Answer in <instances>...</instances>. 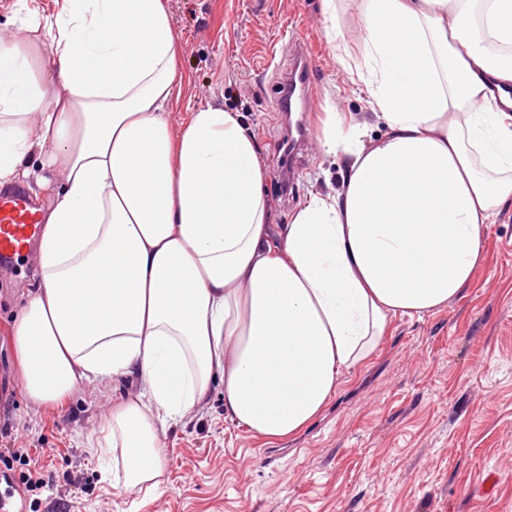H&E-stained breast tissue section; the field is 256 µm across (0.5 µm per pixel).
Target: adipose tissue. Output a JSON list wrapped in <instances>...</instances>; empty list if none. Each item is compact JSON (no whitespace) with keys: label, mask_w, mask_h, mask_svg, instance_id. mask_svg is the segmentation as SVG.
<instances>
[{"label":"adipose tissue","mask_w":512,"mask_h":512,"mask_svg":"<svg viewBox=\"0 0 512 512\" xmlns=\"http://www.w3.org/2000/svg\"><path fill=\"white\" fill-rule=\"evenodd\" d=\"M21 4L0 30V183L39 155L37 279L11 330L24 392L62 404L136 378L100 428L123 484L164 487L161 438L224 384V416L268 440L300 431L395 318L458 296L487 224L512 208V0H359L351 56L385 132L328 113L336 193L269 238V172L238 113L172 132L180 47L166 0Z\"/></svg>","instance_id":"1"}]
</instances>
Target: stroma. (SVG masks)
<instances>
[{"label":"stroma","mask_w":512,"mask_h":512,"mask_svg":"<svg viewBox=\"0 0 512 512\" xmlns=\"http://www.w3.org/2000/svg\"><path fill=\"white\" fill-rule=\"evenodd\" d=\"M181 46L174 127L194 109L238 113L269 170L272 221L308 194L339 187L342 166L309 140L292 192L280 194L278 75L288 37L314 59L320 112L360 119L367 89L336 61L321 0H167ZM485 259L460 295L433 313L394 319L370 358L344 373L321 413L296 435L267 440L224 417V385L162 439V493L113 486L90 451L134 380L84 386L63 407L26 397L9 332L33 262L0 268V425L49 468L26 495L33 512H512V210L487 225Z\"/></svg>","instance_id":"1"}]
</instances>
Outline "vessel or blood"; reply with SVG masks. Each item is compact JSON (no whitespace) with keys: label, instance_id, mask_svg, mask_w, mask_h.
Listing matches in <instances>:
<instances>
[{"label":"vessel or blood","instance_id":"vessel-or-blood-1","mask_svg":"<svg viewBox=\"0 0 512 512\" xmlns=\"http://www.w3.org/2000/svg\"><path fill=\"white\" fill-rule=\"evenodd\" d=\"M290 57V68L281 77L277 109L287 127L285 167L292 173L298 168L301 147L310 137L311 114L317 111L318 100L311 82L313 61L302 37L293 39ZM41 224V213L25 188L0 186V265L19 262L32 250Z\"/></svg>","mask_w":512,"mask_h":512}]
</instances>
